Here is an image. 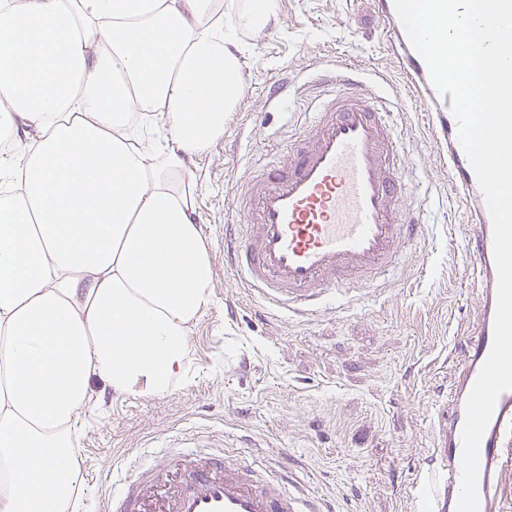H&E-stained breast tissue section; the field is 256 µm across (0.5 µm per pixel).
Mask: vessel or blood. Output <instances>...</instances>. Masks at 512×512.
Here are the masks:
<instances>
[{"instance_id":"obj_1","label":"vessel or blood","mask_w":512,"mask_h":512,"mask_svg":"<svg viewBox=\"0 0 512 512\" xmlns=\"http://www.w3.org/2000/svg\"><path fill=\"white\" fill-rule=\"evenodd\" d=\"M389 34L408 97L427 103L448 182L471 214L461 262L481 285L477 322L466 333L448 401L437 415L433 464L413 497L414 512H456L466 402L493 341L497 273L491 217L458 140L450 99L440 97L411 46L393 0H372ZM339 63L319 79L308 120L283 145L284 162L244 183L226 225L224 259L267 310L315 316L335 302L370 296L396 274L407 245L424 240L418 188L407 177L393 104L363 89ZM512 466V390L497 399L479 452V512H503L504 471ZM105 498L104 512H327L286 473L257 468L217 445L177 436L135 455Z\"/></svg>"}]
</instances>
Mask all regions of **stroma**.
Here are the masks:
<instances>
[{
  "label": "stroma",
  "instance_id": "35a3bbf8",
  "mask_svg": "<svg viewBox=\"0 0 512 512\" xmlns=\"http://www.w3.org/2000/svg\"><path fill=\"white\" fill-rule=\"evenodd\" d=\"M369 7L279 0L276 23L241 33L242 91L223 137L191 165L203 185L195 219L211 246L217 303L190 328L189 381L147 398L95 385L103 401L87 409L77 437V512H103L128 457L182 434L259 466L287 461L295 485L335 512H411L479 291L460 262L466 211L422 121L425 106L406 96ZM339 62L399 108L407 172L431 197L430 240L365 304L308 320L261 317L224 265V227L239 220L235 187L281 157L291 125L305 120L310 76Z\"/></svg>",
  "mask_w": 512,
  "mask_h": 512
}]
</instances>
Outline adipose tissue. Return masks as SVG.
<instances>
[{
    "label": "adipose tissue",
    "instance_id": "ef3b65f1",
    "mask_svg": "<svg viewBox=\"0 0 512 512\" xmlns=\"http://www.w3.org/2000/svg\"><path fill=\"white\" fill-rule=\"evenodd\" d=\"M278 0H0V512H74L101 383L161 396L215 303L193 215Z\"/></svg>",
    "mask_w": 512,
    "mask_h": 512
}]
</instances>
